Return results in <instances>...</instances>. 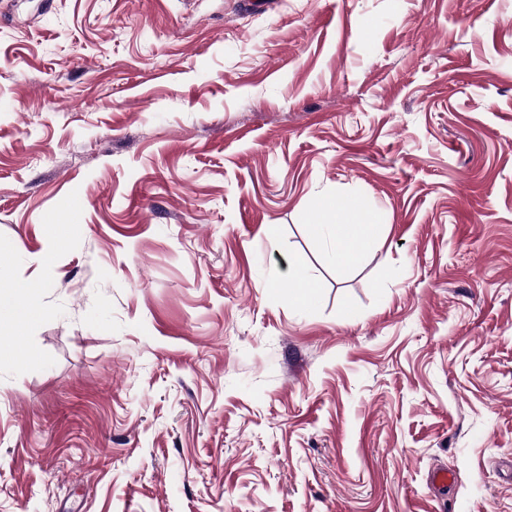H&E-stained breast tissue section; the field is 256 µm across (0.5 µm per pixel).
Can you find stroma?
<instances>
[{"label":"stroma","mask_w":512,"mask_h":512,"mask_svg":"<svg viewBox=\"0 0 512 512\" xmlns=\"http://www.w3.org/2000/svg\"><path fill=\"white\" fill-rule=\"evenodd\" d=\"M20 277L0 512H512V0H0ZM326 211L324 217L313 222L316 233L326 234L331 242L330 255L338 266L358 263L365 248L381 235V224L357 204ZM39 285L28 279L17 278L8 288L0 289V328L14 331L18 336H25V327L37 314V310L27 303Z\"/></svg>","instance_id":"obj_1"}]
</instances>
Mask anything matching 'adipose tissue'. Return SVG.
Masks as SVG:
<instances>
[{"instance_id":"adipose-tissue-1","label":"adipose tissue","mask_w":512,"mask_h":512,"mask_svg":"<svg viewBox=\"0 0 512 512\" xmlns=\"http://www.w3.org/2000/svg\"><path fill=\"white\" fill-rule=\"evenodd\" d=\"M313 229L329 237L331 258L339 266L358 263L365 248L381 234L380 224L367 210L355 204L325 212L322 219L314 222ZM37 290L36 282L24 278L14 279L8 287L0 289V328L23 336L22 351L29 358L38 355L36 345L24 337L27 323L36 315L29 299Z\"/></svg>"}]
</instances>
